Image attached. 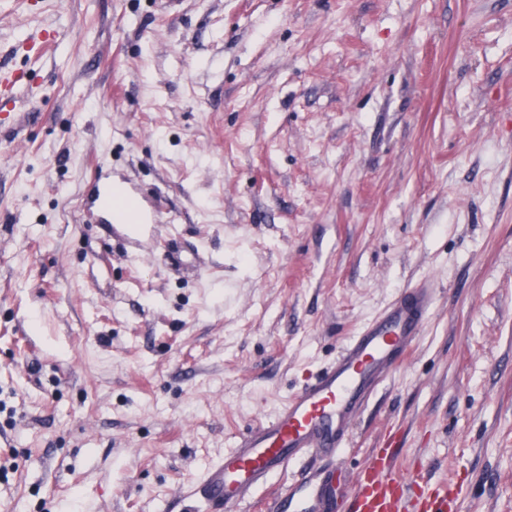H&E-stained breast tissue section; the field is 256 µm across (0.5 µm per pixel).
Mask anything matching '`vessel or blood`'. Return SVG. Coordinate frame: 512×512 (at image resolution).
<instances>
[{
	"label": "vessel or blood",
	"mask_w": 512,
	"mask_h": 512,
	"mask_svg": "<svg viewBox=\"0 0 512 512\" xmlns=\"http://www.w3.org/2000/svg\"><path fill=\"white\" fill-rule=\"evenodd\" d=\"M113 195L106 183L92 197L106 224L114 217ZM434 295L431 282H419L365 324L334 362L205 469L183 496L188 512H238L286 466L310 458L318 468L280 492L268 512H335L342 476L329 462L345 448L357 417L381 383L405 362ZM398 456L393 439L372 451L346 498L347 512H454L453 487L431 482L419 467L400 471Z\"/></svg>",
	"instance_id": "vessel-or-blood-1"
}]
</instances>
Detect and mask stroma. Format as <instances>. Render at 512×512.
I'll return each instance as SVG.
<instances>
[{
  "instance_id": "1",
  "label": "stroma",
  "mask_w": 512,
  "mask_h": 512,
  "mask_svg": "<svg viewBox=\"0 0 512 512\" xmlns=\"http://www.w3.org/2000/svg\"><path fill=\"white\" fill-rule=\"evenodd\" d=\"M0 74V512H180L422 278L340 492L393 436L512 512V0H0ZM112 197L114 199V191L112 183H106L97 186L92 197V204L101 214V221L104 224H112L114 212L112 211Z\"/></svg>"
}]
</instances>
